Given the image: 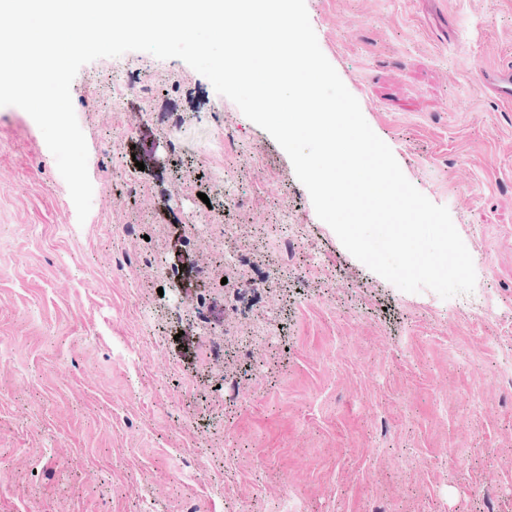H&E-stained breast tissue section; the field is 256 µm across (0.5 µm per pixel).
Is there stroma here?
Returning a JSON list of instances; mask_svg holds the SVG:
<instances>
[{"label": "stroma", "instance_id": "stroma-1", "mask_svg": "<svg viewBox=\"0 0 512 512\" xmlns=\"http://www.w3.org/2000/svg\"><path fill=\"white\" fill-rule=\"evenodd\" d=\"M306 7L372 130L448 208L473 293L370 271L279 144L184 61L88 63L71 84L86 221L33 119L0 107V512H185L190 492L203 512H512V102L482 79L512 63V0ZM206 222L269 272L245 309L225 305L234 269ZM285 223L304 229L301 278L276 271ZM119 250L158 265L116 268ZM179 254L195 276L176 313L159 265ZM202 297L210 326L185 329ZM265 314L273 339L240 354Z\"/></svg>", "mask_w": 512, "mask_h": 512}]
</instances>
